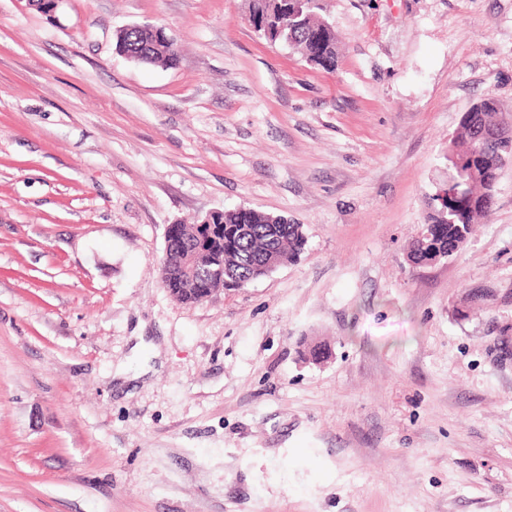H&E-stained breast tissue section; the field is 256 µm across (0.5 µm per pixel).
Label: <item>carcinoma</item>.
<instances>
[{
    "label": "carcinoma",
    "mask_w": 512,
    "mask_h": 512,
    "mask_svg": "<svg viewBox=\"0 0 512 512\" xmlns=\"http://www.w3.org/2000/svg\"><path fill=\"white\" fill-rule=\"evenodd\" d=\"M280 0H249L248 12L261 20L275 18L278 26L277 44L296 50L307 62L325 71H332L337 63L336 36L330 25L315 15L314 9L303 11L299 17L283 13ZM119 50H130L142 58V63L173 65L178 59V46L170 47L150 32L135 26L116 34ZM500 111L498 103L485 99L473 106L471 115L460 118L456 134L448 150V178L455 187L433 196L434 213L430 216L431 237L415 239L408 260L422 266L430 250H435L449 261L458 253L460 246L473 234L492 205L483 201L495 197L497 184L486 176V171L498 163V155L512 152V137L485 147L482 156L475 157L476 139L484 131L508 130V126L494 121ZM220 223L233 232H224V242L218 244L220 262L224 265V277L212 276L200 280L184 272L179 260L195 239V225L178 224L165 240L169 275L161 282L178 302L192 305L201 302L204 289L216 292L226 288L224 279H232L241 285L265 276L271 255L295 261L304 252L307 236L301 225L283 215L262 210H224Z\"/></svg>",
    "instance_id": "cac0c4a2"
}]
</instances>
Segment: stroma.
<instances>
[{"label":"stroma","mask_w":512,"mask_h":512,"mask_svg":"<svg viewBox=\"0 0 512 512\" xmlns=\"http://www.w3.org/2000/svg\"><path fill=\"white\" fill-rule=\"evenodd\" d=\"M323 7L332 72L248 0H0V512H512V164L406 259L462 114L512 124V0ZM239 207L304 252L179 303L167 226ZM139 28L157 32L163 28L153 24H141ZM135 26L119 30L116 34V46L119 51L130 50L142 58L141 63L155 65H174L178 59V44L173 47L161 42L153 33L145 32Z\"/></svg>","instance_id":"35a3bbf8"}]
</instances>
